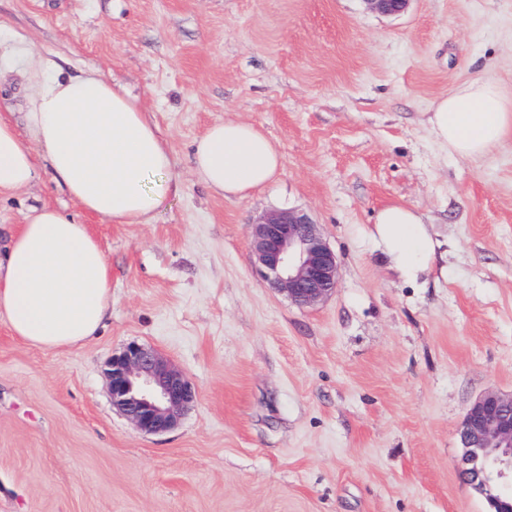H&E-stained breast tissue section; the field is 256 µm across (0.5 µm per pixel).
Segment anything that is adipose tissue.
Segmentation results:
<instances>
[{
    "label": "adipose tissue",
    "mask_w": 512,
    "mask_h": 512,
    "mask_svg": "<svg viewBox=\"0 0 512 512\" xmlns=\"http://www.w3.org/2000/svg\"><path fill=\"white\" fill-rule=\"evenodd\" d=\"M53 68L52 61L42 63L26 114L36 150L0 119V194L34 181L38 153L56 184L87 212L122 224L152 223L180 186L155 125L136 99L97 72L61 79ZM427 123L449 154L482 157L512 135V93L490 78L460 83L436 100ZM192 162L216 194L245 197L275 178L282 154L261 128L227 120L196 140ZM375 237L406 274L431 259L428 230L410 208L380 210ZM111 302L110 266L87 225L47 206L31 208L0 262V317L12 333L38 348L73 347L96 336Z\"/></svg>",
    "instance_id": "ef3b65f1"
}]
</instances>
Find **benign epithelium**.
<instances>
[{
  "instance_id": "benign-epithelium-1",
  "label": "benign epithelium",
  "mask_w": 512,
  "mask_h": 512,
  "mask_svg": "<svg viewBox=\"0 0 512 512\" xmlns=\"http://www.w3.org/2000/svg\"><path fill=\"white\" fill-rule=\"evenodd\" d=\"M387 16L405 13L412 0H363ZM250 248L262 275L288 298L312 306L335 292L336 255L310 217L273 212L252 225ZM107 377L112 404L145 435L173 430L196 402L190 378L156 351L128 344L112 356ZM465 483L488 494L492 512H512V395L486 392L468 408L459 427Z\"/></svg>"
}]
</instances>
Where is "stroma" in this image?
I'll return each mask as SVG.
<instances>
[{
	"label": "stroma",
	"instance_id": "1",
	"mask_svg": "<svg viewBox=\"0 0 512 512\" xmlns=\"http://www.w3.org/2000/svg\"><path fill=\"white\" fill-rule=\"evenodd\" d=\"M0 118L26 124L41 59L135 97L180 192L150 224L84 211L38 162L0 196V256L33 206L86 224L112 273L97 336L40 349L0 318V512H491L461 479L458 428L512 394V137L469 159L426 114L457 84L512 89V0H0ZM262 127L283 167L222 197L196 176L213 123ZM414 209L434 260L400 277L371 232ZM306 212L334 250L335 293L307 308L263 278L251 226ZM192 381L194 407L145 435L106 375L130 342Z\"/></svg>",
	"mask_w": 512,
	"mask_h": 512
}]
</instances>
